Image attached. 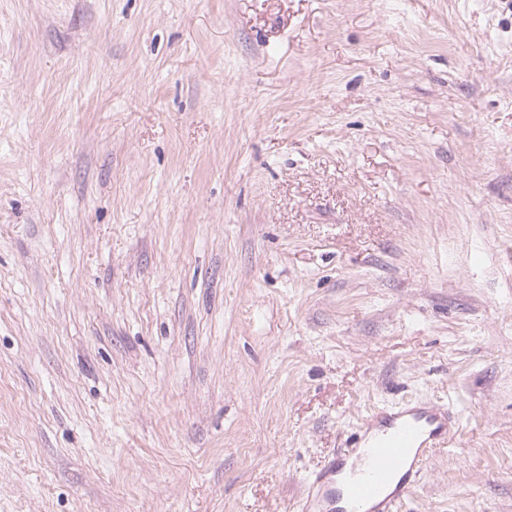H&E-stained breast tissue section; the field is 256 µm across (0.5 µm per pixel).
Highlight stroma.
<instances>
[{
	"instance_id": "1",
	"label": "stroma",
	"mask_w": 512,
	"mask_h": 512,
	"mask_svg": "<svg viewBox=\"0 0 512 512\" xmlns=\"http://www.w3.org/2000/svg\"><path fill=\"white\" fill-rule=\"evenodd\" d=\"M512 512V0H0V512ZM455 430V416L432 403L374 412L354 433L351 450H336L327 469L309 483L303 510L396 512L429 453Z\"/></svg>"
}]
</instances>
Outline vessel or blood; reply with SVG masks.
Returning <instances> with one entry per match:
<instances>
[{
  "mask_svg": "<svg viewBox=\"0 0 512 512\" xmlns=\"http://www.w3.org/2000/svg\"><path fill=\"white\" fill-rule=\"evenodd\" d=\"M455 430L454 415L432 403L374 412L351 449L336 451L309 483L305 512H397L429 453Z\"/></svg>",
  "mask_w": 512,
  "mask_h": 512,
  "instance_id": "1",
  "label": "vessel or blood"
}]
</instances>
